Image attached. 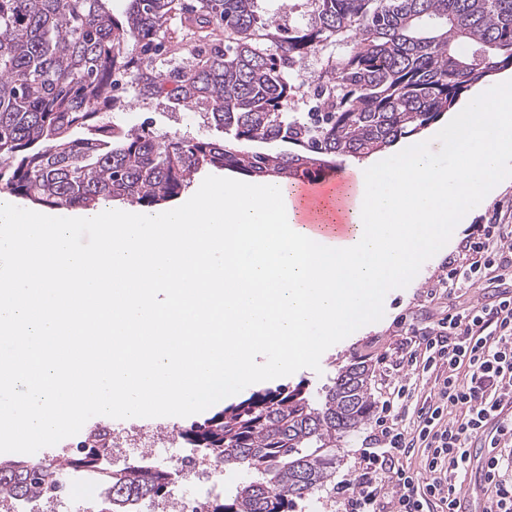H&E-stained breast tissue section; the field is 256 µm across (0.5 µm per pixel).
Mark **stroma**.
Instances as JSON below:
<instances>
[{
  "label": "stroma",
  "instance_id": "1",
  "mask_svg": "<svg viewBox=\"0 0 512 512\" xmlns=\"http://www.w3.org/2000/svg\"><path fill=\"white\" fill-rule=\"evenodd\" d=\"M112 120L127 128L145 130L161 136H203L212 139L222 136L220 130L204 125L193 111L169 102L136 103L116 109L112 112ZM471 212L472 217L468 223L457 226L449 241L421 260L411 282L397 285L388 291L369 325L356 331L353 336L334 339L323 357L315 360L307 369L274 380V387L300 388L315 395L330 377L337 375L341 367L361 359L367 361L371 368L370 392L375 403H382L389 387L399 380L410 385L412 397L408 401L409 409L421 407L423 401L436 390L435 376L403 364L401 357L408 350L409 343L402 331L407 327L424 329L429 325L431 316L442 307L454 306L462 301H491L495 294L494 289L484 288L478 282L469 284L459 293L443 296L436 301L429 300L427 292L441 263L449 254L457 251L466 235L479 225L491 224L497 220L512 225V185L501 190L492 199L475 202ZM224 406V401L217 400L186 410L175 399L171 402V410L167 416L132 414L122 416L121 422L125 425L152 422L176 428L203 420ZM101 419L98 411L89 409L71 416L50 435H19L10 454L25 457L35 444L48 449L86 437L94 426L100 424Z\"/></svg>",
  "mask_w": 512,
  "mask_h": 512
}]
</instances>
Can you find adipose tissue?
Segmentation results:
<instances>
[{
	"instance_id": "adipose-tissue-1",
	"label": "adipose tissue",
	"mask_w": 512,
	"mask_h": 512,
	"mask_svg": "<svg viewBox=\"0 0 512 512\" xmlns=\"http://www.w3.org/2000/svg\"><path fill=\"white\" fill-rule=\"evenodd\" d=\"M430 135L457 159L442 165L418 141L352 169L346 205L332 192L321 221L308 229L304 208L274 182L221 184L177 209L121 214L44 215L0 195V324L33 341V361L13 383L34 408L25 429L41 432L40 409L67 399V413L108 410L133 396L162 415L174 392L194 406L231 397L309 365L332 338L355 332L389 288L408 279L445 230L468 223L470 206L493 196L512 174V76L476 89L447 128ZM101 229L97 260L70 245L74 220ZM100 271L92 288L55 287L58 267ZM43 285L31 288L29 276ZM95 296L107 305L111 333L159 325L148 345L112 363L95 383L71 384L63 351L51 338L65 297Z\"/></svg>"
}]
</instances>
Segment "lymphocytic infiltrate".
Here are the masks:
<instances>
[{
  "mask_svg": "<svg viewBox=\"0 0 512 512\" xmlns=\"http://www.w3.org/2000/svg\"><path fill=\"white\" fill-rule=\"evenodd\" d=\"M462 257L449 258L432 283L443 294L470 281L501 287L498 299L448 311L414 341L410 360L435 372L437 393L418 411L408 430L399 400L407 387L393 389L360 452L351 478L337 487L344 512H452L451 475L465 470L476 440L488 449L484 481L491 512H512V485L502 472L512 469V226L486 224L466 238ZM423 446V470L396 466L395 458Z\"/></svg>",
  "mask_w": 512,
  "mask_h": 512,
  "instance_id": "lymphocytic-infiltrate-1",
  "label": "lymphocytic infiltrate"
}]
</instances>
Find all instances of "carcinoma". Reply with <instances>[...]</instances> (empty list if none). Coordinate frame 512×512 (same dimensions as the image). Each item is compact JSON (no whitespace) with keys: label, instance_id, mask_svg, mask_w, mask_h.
Masks as SVG:
<instances>
[{"label":"carcinoma","instance_id":"carcinoma-1","mask_svg":"<svg viewBox=\"0 0 512 512\" xmlns=\"http://www.w3.org/2000/svg\"><path fill=\"white\" fill-rule=\"evenodd\" d=\"M0 0V172L6 189L46 207L170 201L205 167L286 182L317 180L338 157L362 158L418 133L473 84L512 67V0H307L295 19L266 0H195L168 40L175 0ZM315 75L305 60L328 45ZM131 91L198 111L224 139L125 129L108 111ZM315 92L314 112L290 107ZM77 127L84 138H72ZM280 140L292 152L244 149ZM370 368L339 370L316 398L280 387L176 429L225 466L259 478L211 512H295L332 481L338 452L373 414ZM99 512H138L171 497L167 470L145 460L105 476ZM51 490L46 466L0 460V512Z\"/></svg>","mask_w":512,"mask_h":512}]
</instances>
